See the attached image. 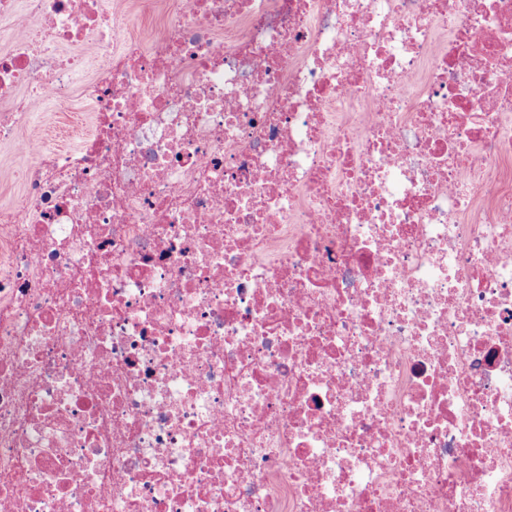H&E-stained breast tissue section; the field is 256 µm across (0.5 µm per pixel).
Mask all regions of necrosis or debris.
Returning a JSON list of instances; mask_svg holds the SVG:
<instances>
[{
	"mask_svg": "<svg viewBox=\"0 0 512 512\" xmlns=\"http://www.w3.org/2000/svg\"><path fill=\"white\" fill-rule=\"evenodd\" d=\"M127 14L0 0V512H512V0ZM153 1L150 12L146 15L142 13L140 4L131 3L129 9L128 26L132 34L139 37L144 43H148L156 28V22L162 16L165 0ZM92 107L79 95H74L72 108L59 111L50 108L42 112L35 123L24 133L23 140L47 138V142L58 148H74L89 132ZM14 168V151L0 144V207L15 204L21 195L22 186L14 176Z\"/></svg>",
	"mask_w": 512,
	"mask_h": 512,
	"instance_id": "4bbe7bcc",
	"label": "necrosis or debris"
}]
</instances>
